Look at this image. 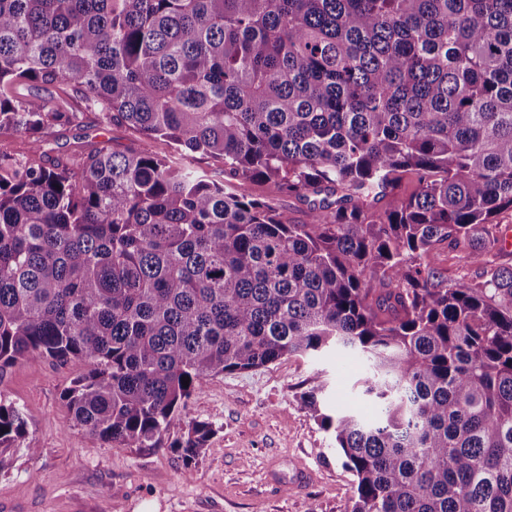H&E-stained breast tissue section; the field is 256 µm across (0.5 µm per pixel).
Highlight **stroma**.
<instances>
[{
    "label": "stroma",
    "mask_w": 512,
    "mask_h": 512,
    "mask_svg": "<svg viewBox=\"0 0 512 512\" xmlns=\"http://www.w3.org/2000/svg\"><path fill=\"white\" fill-rule=\"evenodd\" d=\"M72 105L80 123L49 130L43 145L49 157L84 153L104 141L121 152L143 149L126 126L106 122L81 100ZM87 370L79 361L35 357L0 381V392L23 412L36 450L18 451L0 471V512H350L356 478L298 396L323 371L332 403L369 414L352 391L364 371L359 358H284L209 378L186 409L215 428L190 479L173 449L115 448L74 427L63 394ZM300 468L310 480L298 486Z\"/></svg>",
    "instance_id": "35a3bbf8"
}]
</instances>
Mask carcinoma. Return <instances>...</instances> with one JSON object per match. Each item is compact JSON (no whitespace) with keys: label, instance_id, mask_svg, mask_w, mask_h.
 <instances>
[{"label":"carcinoma","instance_id":"1","mask_svg":"<svg viewBox=\"0 0 512 512\" xmlns=\"http://www.w3.org/2000/svg\"><path fill=\"white\" fill-rule=\"evenodd\" d=\"M69 87L145 147L47 162ZM18 132L28 151L0 150V383L34 356L81 360L74 426L172 448L189 477L214 428L185 411L209 378L353 354L373 417L329 408L322 371L299 396L356 477L351 512H512L494 222L512 210V0H0V135ZM444 251L478 279L448 276ZM26 435L0 396V470L36 453ZM273 199L277 208L288 214V218L294 222L301 224L309 220V207L305 202L288 195H277Z\"/></svg>","mask_w":512,"mask_h":512}]
</instances>
